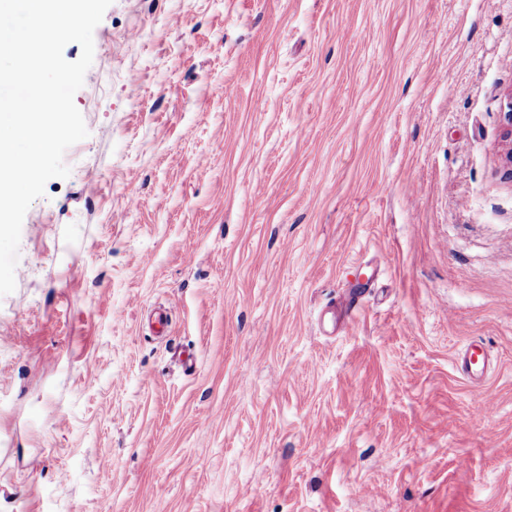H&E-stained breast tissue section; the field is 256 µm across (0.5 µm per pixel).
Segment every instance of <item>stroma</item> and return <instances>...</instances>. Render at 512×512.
Here are the masks:
<instances>
[{
  "instance_id": "stroma-1",
  "label": "stroma",
  "mask_w": 512,
  "mask_h": 512,
  "mask_svg": "<svg viewBox=\"0 0 512 512\" xmlns=\"http://www.w3.org/2000/svg\"><path fill=\"white\" fill-rule=\"evenodd\" d=\"M93 41L0 296V512H512V0H113Z\"/></svg>"
}]
</instances>
